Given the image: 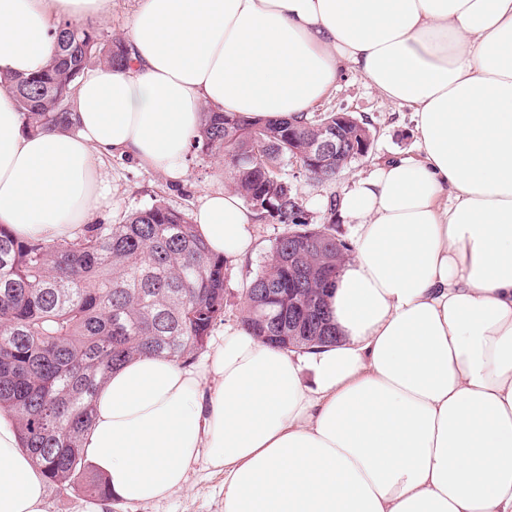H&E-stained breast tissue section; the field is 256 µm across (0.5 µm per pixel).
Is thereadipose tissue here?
Here are the masks:
<instances>
[{"label": "adipose tissue", "mask_w": 512, "mask_h": 512, "mask_svg": "<svg viewBox=\"0 0 512 512\" xmlns=\"http://www.w3.org/2000/svg\"><path fill=\"white\" fill-rule=\"evenodd\" d=\"M112 0H0V71L31 73L64 20ZM129 66L78 81L67 131L30 133L0 88V226L75 236L105 157L186 176L202 111L311 112L341 72L411 108L418 154L359 178L355 252L301 352L225 326L200 363L139 355L99 391L82 440L114 499L146 504L207 462L224 512H512V0H137ZM194 221L237 265L238 195ZM46 479L0 420V512H45Z\"/></svg>", "instance_id": "1"}]
</instances>
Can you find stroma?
<instances>
[{"instance_id": "obj_1", "label": "stroma", "mask_w": 512, "mask_h": 512, "mask_svg": "<svg viewBox=\"0 0 512 512\" xmlns=\"http://www.w3.org/2000/svg\"><path fill=\"white\" fill-rule=\"evenodd\" d=\"M318 110L352 113L364 120L374 135L369 156L353 162L335 179L320 181L305 175L298 165L288 167V179L313 224L321 225L327 221L330 206L339 203L358 177L369 174L386 161L414 154L415 128L407 107L384 101L361 76L349 71L340 75L335 89ZM102 175L108 195L91 218L95 224L120 223L130 212L149 206L157 199L171 209L190 214L205 189L226 183L221 159L193 151L188 154L187 174L180 180L142 167L133 159L117 156L105 157ZM254 230V253L242 265L228 271L224 288L225 324L240 323L247 287L286 227L259 220ZM46 512H224V477L207 463H199L190 473L183 491L149 504L89 498L50 484L46 487Z\"/></svg>"}]
</instances>
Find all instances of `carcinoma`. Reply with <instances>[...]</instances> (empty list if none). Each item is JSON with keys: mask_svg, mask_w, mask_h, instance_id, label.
<instances>
[{"mask_svg": "<svg viewBox=\"0 0 512 512\" xmlns=\"http://www.w3.org/2000/svg\"><path fill=\"white\" fill-rule=\"evenodd\" d=\"M54 46L36 73L0 72V86L12 89L32 132L71 126L70 86L90 63H129L124 38L105 45L90 25L61 22ZM329 117L262 120L206 108L193 145L222 160L248 208L265 190L273 209L257 215L287 226L250 281L242 316L254 335L285 349L334 341L325 291L336 256H348L351 247L336 237L334 206L311 246L289 238L299 227L298 194L282 175L277 184L264 179L263 168L296 160L288 131L306 143L312 125ZM227 272L191 218L160 202L120 224H84L75 237L51 242L0 229V411L13 417L20 447L49 482L110 498L80 453L95 397L112 371L137 355L194 361L224 321Z\"/></svg>", "mask_w": 512, "mask_h": 512, "instance_id": "carcinoma-1", "label": "carcinoma"}]
</instances>
